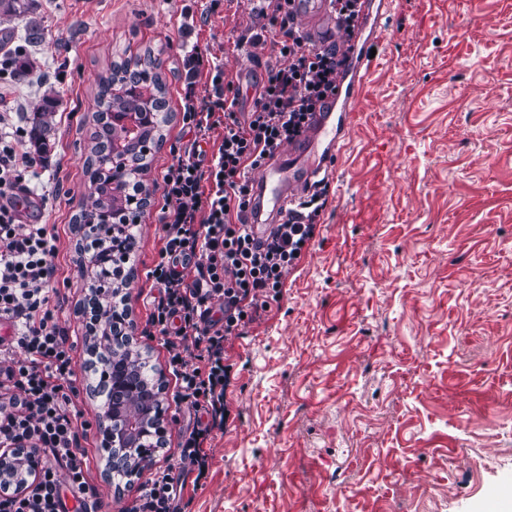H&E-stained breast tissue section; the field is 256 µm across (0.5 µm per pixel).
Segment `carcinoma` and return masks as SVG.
<instances>
[{"mask_svg": "<svg viewBox=\"0 0 512 512\" xmlns=\"http://www.w3.org/2000/svg\"><path fill=\"white\" fill-rule=\"evenodd\" d=\"M33 0H0V13L19 15L28 12ZM159 61L151 51L132 60L124 59L111 63L107 74L98 84L95 101L96 124L90 133V149L85 175L88 178L94 204L104 214L112 215L115 203L128 199L126 189L130 182L144 185L152 167L155 148L163 141V128L169 122L166 113V85L157 72ZM132 89V93L121 98L113 93L115 83ZM57 102L47 98L34 111L31 136L37 143H47L53 129V115ZM153 112L149 123L140 119V113ZM108 142L110 151L118 156L129 155L138 162L135 169L117 177L103 172L99 161L103 155L102 143Z\"/></svg>", "mask_w": 512, "mask_h": 512, "instance_id": "1", "label": "carcinoma"}]
</instances>
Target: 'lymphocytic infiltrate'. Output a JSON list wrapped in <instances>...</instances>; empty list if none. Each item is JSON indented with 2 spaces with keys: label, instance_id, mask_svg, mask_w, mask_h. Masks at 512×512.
<instances>
[{
  "label": "lymphocytic infiltrate",
  "instance_id": "obj_1",
  "mask_svg": "<svg viewBox=\"0 0 512 512\" xmlns=\"http://www.w3.org/2000/svg\"><path fill=\"white\" fill-rule=\"evenodd\" d=\"M263 2V23L253 41L271 44L277 56L252 111L244 117L236 112L234 85L221 74L213 75L216 90L209 96L187 89L183 121L195 143L162 177L168 205L159 213L163 245L147 272L159 288L149 324L168 350L176 399L197 422L183 436L178 455L141 485L129 512H184L188 476L207 477L206 445L228 415L225 340L243 335L279 298L326 204L325 191L314 190L261 247L244 223L249 172L299 137L315 103L336 90L335 49L306 44L295 25L293 0ZM218 125L224 136L210 164H203L197 144ZM26 137L19 120L0 113V323L10 329L0 336V444L35 452L40 470L23 493L0 488V512H67L69 496L79 512H110L86 477L81 441L92 424L79 418L74 347L50 300L57 236L49 225L18 221L29 193L25 171L43 162L27 151ZM183 265L194 266L193 282H185ZM218 302L224 315L217 319Z\"/></svg>",
  "mask_w": 512,
  "mask_h": 512
}]
</instances>
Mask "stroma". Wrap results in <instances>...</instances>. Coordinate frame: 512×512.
Masks as SVG:
<instances>
[{
  "label": "stroma",
  "mask_w": 512,
  "mask_h": 512,
  "mask_svg": "<svg viewBox=\"0 0 512 512\" xmlns=\"http://www.w3.org/2000/svg\"><path fill=\"white\" fill-rule=\"evenodd\" d=\"M260 23L256 0L214 11L209 0H34L0 15V52L23 49L29 63L23 80L0 79V113L58 103L19 219L58 235L54 286L81 382L89 277L75 219L97 84L118 55L149 49L161 62L172 118L124 294L138 348L164 373L169 425L119 485L103 477L97 433L84 441L114 512L195 423L174 401L166 349L145 333L162 177L191 139L185 61L207 54L238 88L237 111L251 112L271 47L235 44ZM382 23L316 237L280 298L227 346L229 418L185 512H470L512 483V0H392Z\"/></svg>",
  "instance_id": "stroma-1"
}]
</instances>
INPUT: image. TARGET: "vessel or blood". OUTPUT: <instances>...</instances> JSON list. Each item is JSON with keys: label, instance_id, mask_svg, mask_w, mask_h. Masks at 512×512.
Here are the masks:
<instances>
[{"label": "vessel or blood", "instance_id": "1", "mask_svg": "<svg viewBox=\"0 0 512 512\" xmlns=\"http://www.w3.org/2000/svg\"><path fill=\"white\" fill-rule=\"evenodd\" d=\"M295 20L300 29H312L317 19L324 46L336 47L345 61L338 70L336 91L319 100L304 133L278 148L249 176L252 198L245 222L252 237L264 239L288 215L289 205L311 190L316 178L329 174L349 135V118L363 86L372 45L381 38L384 0H357L351 24H342L334 0H295ZM512 502V490H489L477 505L478 512H502Z\"/></svg>", "mask_w": 512, "mask_h": 512}]
</instances>
